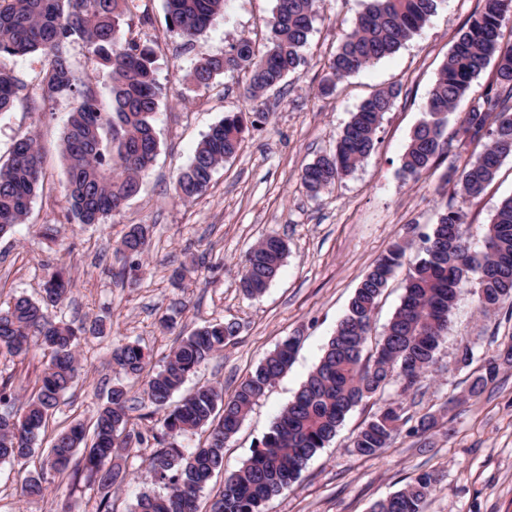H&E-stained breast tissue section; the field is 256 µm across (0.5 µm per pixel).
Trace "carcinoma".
I'll return each mask as SVG.
<instances>
[{"mask_svg":"<svg viewBox=\"0 0 512 512\" xmlns=\"http://www.w3.org/2000/svg\"><path fill=\"white\" fill-rule=\"evenodd\" d=\"M317 0H275L267 22L265 42L242 37L221 56L200 59L189 74L197 89L209 88L227 73L244 69L249 75L247 97L257 102L282 86L296 72L308 44ZM440 0H367L353 29L328 62L320 92L332 93L338 81L395 53L432 16ZM168 29L193 44L216 16L224 0H165ZM143 26L152 25L149 8L135 0H0V114L21 99L42 101L71 97L74 101L61 141L66 167V196L79 224H103L123 212L139 193L142 176L158 154L156 115L162 89L155 77L151 40L128 37L134 11ZM512 19V0H484L457 36L427 100L424 117L413 131L402 159L401 175L416 180L447 157L445 130L448 113L467 102L460 129L471 142H484L475 159L451 165L447 177L459 185L462 202L478 198L494 180L504 159L512 157V41L502 27ZM81 43L86 59L109 78L112 108L103 109L92 82H77L67 47ZM40 54L46 59L34 85L19 80L5 60ZM496 78L490 90L468 98L472 81L490 61ZM399 88L381 89L352 113L336 139L334 150L306 165L302 185L312 198L351 174L373 152L377 129ZM227 113L197 145L190 164L180 171L176 191L190 202L206 193L213 173L233 157L246 130H258L268 118L255 112ZM44 188L40 149L32 136L18 139L9 161L0 166V235L26 222L31 204ZM149 250L148 227L130 224L117 251L142 256ZM416 260L404 286L400 305L372 353H365L379 299L407 252ZM288 254L278 235L262 238L246 254L239 287L247 297L262 294ZM474 288V302L484 318L500 313L512 317V196L504 199L486 225L481 243L468 232L463 207L446 209L431 232L416 240L393 243L364 274L348 311L314 370L294 399L282 410L268 433L242 466L224 478V487L209 512H263L272 497L295 483L314 454L326 447L356 406L382 398L398 381L401 393L414 391L435 363V353L456 309L459 290ZM71 292V280L61 269L45 278L41 298L20 296L0 309V355L25 361L40 350L48 364L35 390L21 406L0 412V462H21L36 452V442L60 399L77 382V330L55 320L53 310ZM235 321H216L183 336L157 369L138 344L112 349V368L145 377L144 394L162 418L152 426L134 416L129 391L112 386L100 406L92 440L85 441L83 425L59 433L48 450L46 469L85 476L101 496L96 512H113L112 490L121 487L136 447L149 444L143 460L147 477L162 491L139 495L131 512H199L200 493L212 475L224 468V448L238 432L253 406L287 370L299 338L290 336L260 360L255 369L224 397V388L203 383L176 404H170L186 380L239 334ZM512 367V345L484 361L473 378L468 397L478 399L502 369ZM442 413H426L409 429L424 435L437 427ZM410 421L404 408L384 402L357 432L348 451L374 458L389 448ZM204 442L183 450L170 439L199 430ZM46 478L27 477L22 493L42 496ZM438 475L422 471L405 486L378 500L372 512H424Z\"/></svg>","mask_w":512,"mask_h":512,"instance_id":"cac0c4a2","label":"carcinoma"}]
</instances>
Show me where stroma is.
Listing matches in <instances>:
<instances>
[{"mask_svg": "<svg viewBox=\"0 0 512 512\" xmlns=\"http://www.w3.org/2000/svg\"><path fill=\"white\" fill-rule=\"evenodd\" d=\"M274 5L275 0H224L223 17L186 47L167 30L163 0H150L148 33L157 43L156 78L164 90L156 122L159 154L142 178L139 195L106 223L79 224L68 217L60 143L71 99L23 100L0 114V164L17 139L32 135L44 174V190L34 199L26 224L0 237V307L16 295L39 298L46 274L62 265L73 289L54 314L88 329L78 348L81 378L54 411L41 448H49L72 421L92 423L118 379L110 364L118 344L139 343L157 365L178 335L215 320L237 321L234 343L188 380L192 386L220 384L229 395L281 340L299 337L292 365L225 448L223 472L201 494L202 512L222 489L225 474L251 456L318 363L355 288L388 246L428 231L449 205L463 206L471 233L481 237L500 202L512 196V157L483 194L467 204L455 183L444 182L446 165L416 180L400 172L455 38L484 0H443L398 52L342 79L328 96L319 91L328 60L352 30L364 0H320L304 64L288 77L283 91H271L262 100L267 123L217 168L204 195L179 201L177 175L209 128L225 113L252 109L244 95L246 72L226 74L200 90L185 76L200 57L222 54L242 37L261 38ZM391 85L401 93L383 116L374 152L351 175L310 198L301 184L302 169L334 148L338 133L366 98ZM48 224L56 229L51 239L43 235ZM131 224L149 229L145 256L129 258L113 249ZM270 233L287 241L288 256L264 294L246 297L239 289L241 262ZM164 316L174 317L172 331L161 328ZM509 342L512 319L478 318L471 289H462L434 371L421 379L417 392L402 394L394 383L385 393L415 418L457 400L447 423L425 434V447H417L415 437L404 431L380 456L359 458L349 453V445L377 410L376 404H361L330 445L308 462L298 482L273 497L265 512H371L374 502L421 471L440 478L424 512H512V369L502 370L481 399L466 396L474 367ZM465 346L474 352L468 367L457 363ZM44 364L39 352L22 364L0 355V380L10 379L13 397L23 401ZM41 462L38 455L20 464L0 462V512H61L67 503L77 512H95L96 485L69 473L49 474L45 497H24L22 482Z\"/></svg>", "mask_w": 512, "mask_h": 512, "instance_id": "35a3bbf8", "label": "stroma"}]
</instances>
